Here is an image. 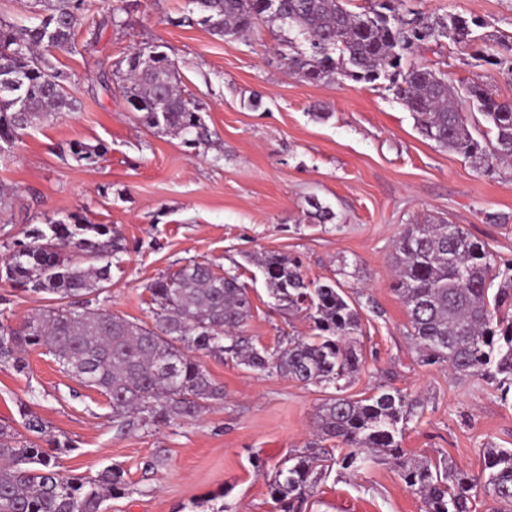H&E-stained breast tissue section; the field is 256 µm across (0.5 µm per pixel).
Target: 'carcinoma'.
<instances>
[{"mask_svg":"<svg viewBox=\"0 0 512 512\" xmlns=\"http://www.w3.org/2000/svg\"><path fill=\"white\" fill-rule=\"evenodd\" d=\"M199 23L219 38L243 37L261 22L286 27L304 47L288 41V71L311 84L347 77L389 81L388 89L411 113L419 133L477 162L488 174L512 165V99H500L473 81L461 89L448 75L410 60L428 43L475 44L473 19L461 15L417 17L408 0H370L357 12L349 0H189ZM39 18L17 27L0 18V144L11 148L29 130L80 108L71 76L52 51L75 47L85 0H29ZM123 97L151 132L174 134L196 148L211 143L202 107L180 86L178 63L160 46L136 48L112 71ZM487 124L473 135L469 116ZM74 159L94 166L98 146L76 143ZM124 238L110 224L70 214L24 233L0 265L6 279L55 303L15 324L0 321V364L28 367V349L45 348L61 369L104 394L113 422H168L192 418L224 398V387L204 368L203 355H220L258 373L291 377L332 388L320 405L317 440L275 467L268 493L279 512H303L317 482L329 470L357 474L388 467L423 503V512H472L469 492L478 478L442 459H413L402 442L417 401L400 390L354 399L344 395L365 365L355 343L361 333L359 302L339 281L305 278L298 258L265 254L258 264L276 305L303 314L311 336H284L272 347L244 335L252 317L250 288L231 271L192 262L147 286L154 325L144 326L103 307H90L112 280L113 260ZM389 288L407 308L409 335L426 365H446L459 377L496 383L501 399L512 392V264L497 265L486 245L457 224L432 218L405 225L392 255ZM36 439L20 440L0 426V512H103L111 497L126 493L123 468L74 479L37 438L43 419L23 412ZM334 440L335 454L323 445ZM485 491L512 505V448L484 449Z\"/></svg>","mask_w":512,"mask_h":512,"instance_id":"cac0c4a2","label":"carcinoma"}]
</instances>
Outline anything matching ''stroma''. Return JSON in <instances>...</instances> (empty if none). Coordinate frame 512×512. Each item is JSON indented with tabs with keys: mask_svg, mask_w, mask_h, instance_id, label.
<instances>
[{
	"mask_svg": "<svg viewBox=\"0 0 512 512\" xmlns=\"http://www.w3.org/2000/svg\"><path fill=\"white\" fill-rule=\"evenodd\" d=\"M116 25L103 24L105 0H88L77 51H56L72 75L81 107L30 131L0 154V184L17 188L0 213V255L24 230L68 213L112 224L128 247L112 267L101 303L112 313L152 324L147 286L191 261L233 270L252 290L245 328L274 345L280 332H311L304 316L276 307L253 259L299 257L309 280H340L361 304L358 346L365 366L346 388L360 398L398 389L419 403L403 446L414 458H447L480 474L488 444L512 448V399L473 376L422 365L407 336V310L390 290L392 253L404 226L428 216L463 226L497 261H512V176L487 174L461 155L423 138L388 89L348 78L309 84L289 76L288 45L262 23L246 37L218 38L188 0H126ZM426 16L479 21L476 45L512 40V0H412ZM162 45L180 67L181 86L199 103L213 144L186 147L151 133L125 103L118 82L102 87L116 61L143 43ZM423 63L459 86L480 81L512 97L503 65L473 59L451 43L423 50ZM104 145L90 167L74 143ZM334 218L313 223L310 199ZM25 371L0 365V425L23 432L21 408L48 425L42 446L68 441L59 460L77 478L122 466L125 495L106 512H200L225 494L234 512H276L266 479L251 464H276L311 439L327 389L258 374L223 358L204 365L224 388L199 417L119 430L106 397L63 373L53 356L31 351ZM307 512H422L418 496L385 467L358 477L336 474L316 488Z\"/></svg>",
	"mask_w": 512,
	"mask_h": 512,
	"instance_id": "obj_1",
	"label": "stroma"
}]
</instances>
